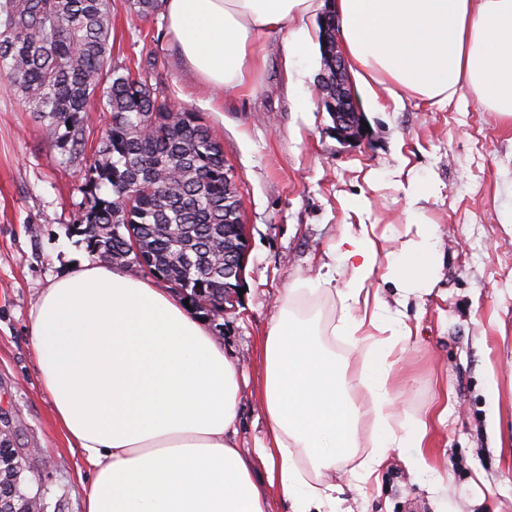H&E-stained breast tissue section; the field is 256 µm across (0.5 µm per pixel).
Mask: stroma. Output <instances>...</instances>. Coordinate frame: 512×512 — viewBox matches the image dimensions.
Segmentation results:
<instances>
[{"label":"stroma","instance_id":"stroma-1","mask_svg":"<svg viewBox=\"0 0 512 512\" xmlns=\"http://www.w3.org/2000/svg\"><path fill=\"white\" fill-rule=\"evenodd\" d=\"M112 60L176 106L200 112L232 169L249 240L234 312L209 321L239 379L236 445L266 435L261 405L264 340L277 298L294 281L319 275L320 260L344 224L374 225L387 250L406 238L402 183L428 190L420 207L438 227L434 284L410 297L412 334L393 367L399 422H428L433 491L408 465V449H389L376 476L357 478L371 448V398L355 388L357 446L329 467L297 463L306 480L336 488L338 512H512V123L487 111L471 89L448 104L415 98L361 106L369 128L343 141L322 104V55L305 57L303 88L289 96L282 36L266 40L267 64L254 93L211 95L171 48L162 13L130 21L127 0H112ZM107 112L90 115L84 150L63 152L44 137L15 87L0 78V439L31 449L26 485L46 512H83L91 474L58 425L40 385L30 312L55 277L89 258L73 231L91 197L85 173L94 161ZM337 277L330 288L297 295L299 315L316 319L324 342L363 369L364 346L335 337L342 310ZM447 405L443 419L432 416Z\"/></svg>","mask_w":512,"mask_h":512}]
</instances>
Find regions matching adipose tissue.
<instances>
[{
	"mask_svg": "<svg viewBox=\"0 0 512 512\" xmlns=\"http://www.w3.org/2000/svg\"><path fill=\"white\" fill-rule=\"evenodd\" d=\"M314 0H162L172 47L186 68L216 92L252 90L264 68L261 41L288 33V53H307L306 18ZM339 40L356 86L445 103L469 87L491 111L512 119V0H336ZM412 234L383 252L370 224H348L327 252L343 264L342 336L369 345L360 379L321 340L317 322L292 308L330 278L295 283L266 333L262 393L267 435L251 452L236 448L237 373L206 322L152 282L87 261L56 277L30 313L40 383L62 427L93 472L83 512H267L256 463L269 468L291 512H328L331 492L308 484L297 450L317 462L354 446V384L373 397L376 450L366 473L391 448L440 484L428 460L425 423L395 426L390 386L397 345L411 330L401 312L368 285L379 264L401 298L431 289L436 231L409 184ZM373 326L381 336L363 335Z\"/></svg>",
	"mask_w": 512,
	"mask_h": 512,
	"instance_id": "1",
	"label": "adipose tissue"
}]
</instances>
